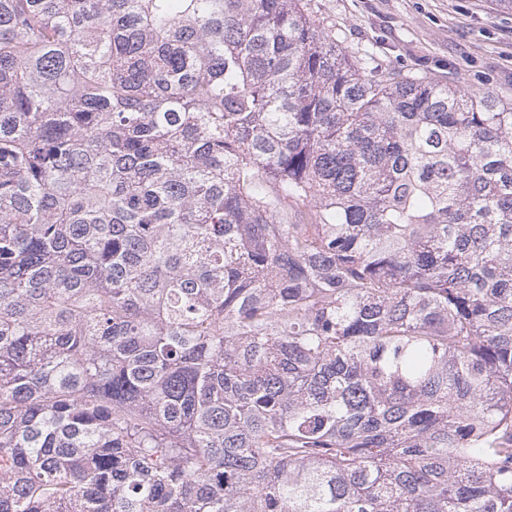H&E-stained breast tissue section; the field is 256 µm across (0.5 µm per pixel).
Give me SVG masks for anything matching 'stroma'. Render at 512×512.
I'll use <instances>...</instances> for the list:
<instances>
[{"mask_svg":"<svg viewBox=\"0 0 512 512\" xmlns=\"http://www.w3.org/2000/svg\"><path fill=\"white\" fill-rule=\"evenodd\" d=\"M342 44L512 101V9L498 0H313Z\"/></svg>","mask_w":512,"mask_h":512,"instance_id":"obj_1","label":"stroma"}]
</instances>
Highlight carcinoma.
Segmentation results:
<instances>
[{"instance_id":"cac0c4a2","label":"carcinoma","mask_w":512,"mask_h":512,"mask_svg":"<svg viewBox=\"0 0 512 512\" xmlns=\"http://www.w3.org/2000/svg\"><path fill=\"white\" fill-rule=\"evenodd\" d=\"M0 512H512V104L312 0H0Z\"/></svg>"}]
</instances>
